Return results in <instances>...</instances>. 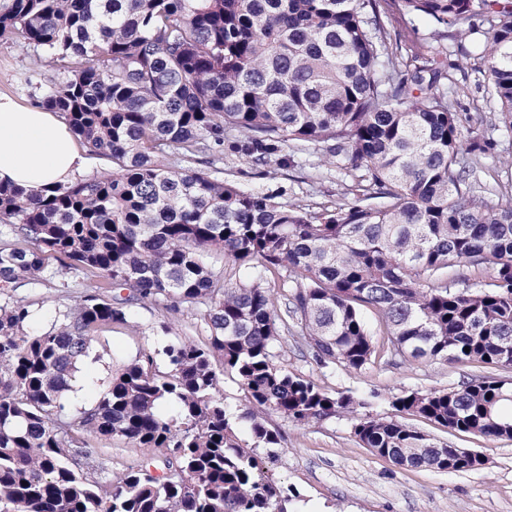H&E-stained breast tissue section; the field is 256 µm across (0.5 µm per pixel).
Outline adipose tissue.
<instances>
[{
	"mask_svg": "<svg viewBox=\"0 0 512 512\" xmlns=\"http://www.w3.org/2000/svg\"><path fill=\"white\" fill-rule=\"evenodd\" d=\"M84 166L55 113L0 94V182L40 189L73 181Z\"/></svg>",
	"mask_w": 512,
	"mask_h": 512,
	"instance_id": "ef3b65f1",
	"label": "adipose tissue"
}]
</instances>
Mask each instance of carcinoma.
<instances>
[{
  "mask_svg": "<svg viewBox=\"0 0 512 512\" xmlns=\"http://www.w3.org/2000/svg\"><path fill=\"white\" fill-rule=\"evenodd\" d=\"M462 42L489 24L475 56L512 133V0H395ZM0 39L42 49L64 69L39 104L89 151L112 159L93 178L32 190L0 183V512H287L256 448L279 444L267 416L308 424L350 414L364 447L408 468L469 471L484 460L403 421L512 439V190L481 182L494 150L482 116L458 111L445 64L406 77L389 53L376 0H0ZM237 134L255 164L319 144L338 171L363 170L333 210L284 205L195 167ZM179 150L177 163L160 158ZM379 198L374 205L370 200ZM224 256L232 281L214 271ZM61 256L100 282L51 325L6 292L52 283ZM279 285H266V273ZM107 289V294L99 290ZM149 301L160 329L200 313L208 344L180 340L169 369L139 356L97 400L65 403L98 333ZM475 364L489 372L447 390H413L391 416H357L278 363L289 338L322 368ZM246 393L253 444L217 396ZM173 403L178 418L160 412ZM152 448L162 467L110 471L96 439ZM222 378L219 386V395L223 397L224 404L232 413L241 415L246 406L244 391L232 375L224 373Z\"/></svg>",
  "mask_w": 512,
  "mask_h": 512,
  "instance_id": "carcinoma-1",
  "label": "carcinoma"
}]
</instances>
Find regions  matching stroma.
<instances>
[{"mask_svg": "<svg viewBox=\"0 0 512 512\" xmlns=\"http://www.w3.org/2000/svg\"><path fill=\"white\" fill-rule=\"evenodd\" d=\"M378 9L386 40L403 62L404 73L427 65L439 53L456 60V42L437 37L427 20L398 11L392 0H379ZM58 73L41 50L12 40L0 41V93L36 105L43 85ZM444 85L461 111L493 112L479 61H470L462 70L449 69ZM205 169L213 177L235 181L245 192L275 195L285 205L315 210L348 201L344 186L350 183V176L324 163L320 147L312 144L296 155L293 166L279 167L247 162L228 140L222 151L209 155ZM49 264L61 271L64 266L56 257L50 258ZM93 280L88 271H62L53 284L22 286L15 294L31 303L33 327L43 328L74 305ZM160 319L154 305L144 302L131 308L127 323L105 330L95 344V360L82 366L78 374L69 407L75 410L91 405L111 374L141 351H153L156 369L166 370L162 349L170 337L188 338L200 345L208 341L209 330L196 312L183 309L173 313V330L168 336L158 327ZM282 362L291 372L329 392L353 396L361 416L389 415L393 397L417 389H447L479 372L476 366L455 362L389 366L380 359L359 371L340 366L327 370L288 343L282 349ZM269 423L280 432L281 443L259 449L258 454L268 476L287 488L288 512H512V440L449 433L423 421L420 429L478 451L487 462L468 472L405 469L364 448L353 434L350 416L300 425L274 415Z\"/></svg>", "mask_w": 512, "mask_h": 512, "instance_id": "1", "label": "stroma"}]
</instances>
